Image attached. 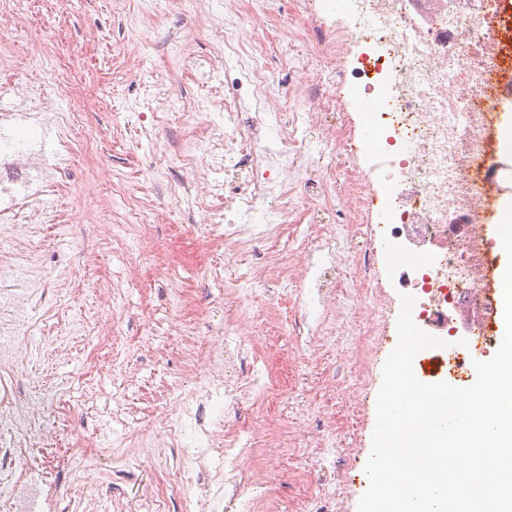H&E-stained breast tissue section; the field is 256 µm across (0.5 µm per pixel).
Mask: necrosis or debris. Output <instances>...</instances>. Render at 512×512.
<instances>
[{
	"instance_id": "4bbe7bcc",
	"label": "necrosis or debris",
	"mask_w": 512,
	"mask_h": 512,
	"mask_svg": "<svg viewBox=\"0 0 512 512\" xmlns=\"http://www.w3.org/2000/svg\"><path fill=\"white\" fill-rule=\"evenodd\" d=\"M263 28L291 39L305 31L315 35L318 58L348 85L372 128L369 169L358 163L344 112L330 105L329 86L294 48L288 66L299 79L292 102H281L263 65L269 42L256 36ZM361 45L371 54L345 68ZM190 66L204 81L216 70L225 74L224 124L205 127L196 141L216 175L208 192L224 198L225 259L256 251L265 283H285L301 272L325 305L353 283L368 310L383 298L371 248L383 237L403 260L398 282L416 299L415 324L446 342L420 353L430 376L473 375L474 359H488L502 342L495 327L503 283L482 234L501 187L496 109L512 93V21L499 0H300L294 19L269 15L254 0H225L223 62L198 56ZM55 71L50 59L40 60L23 83L10 66L0 67V225L9 230L24 202L40 223H54L42 186L58 144L87 153L98 147L95 138L78 139L82 115L75 105L50 97ZM246 92L260 100V111L238 112ZM376 205L389 213V224L363 222ZM343 209L355 224L343 247L345 261L310 262L314 241L307 237L289 249L291 215L329 225ZM268 306L252 289L225 287L224 349L211 355L224 369L209 371L195 400L163 426L184 469L194 471L212 455L210 437L194 433L198 402L212 403L211 424L224 430L226 484L210 490L209 512H254L249 491L257 485L269 500L278 496V465L288 444H263L274 433V413L264 408L275 393L268 360L256 346L250 371L239 372L236 364L247 337L267 335ZM25 315L22 296L0 291L1 364L19 353ZM41 392L37 385L21 393L0 389V497L12 512H52L37 459L17 440L41 428ZM226 398L245 407L241 424L224 423ZM261 452L269 465L260 476L251 459Z\"/></svg>"
}]
</instances>
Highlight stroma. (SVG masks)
Here are the masks:
<instances>
[{
  "mask_svg": "<svg viewBox=\"0 0 512 512\" xmlns=\"http://www.w3.org/2000/svg\"><path fill=\"white\" fill-rule=\"evenodd\" d=\"M221 12L218 0L189 11L177 0H33L17 19L35 38L19 44L15 74L55 56L58 90L79 105L99 150L76 156L51 178L57 223L29 225L6 253L10 261L24 257L33 274H47L48 290L30 303L32 321L45 329L34 354L20 353L17 372L0 368V377L21 388L47 380L46 407L71 403L65 417L72 440L95 438L134 462L128 473L92 457L70 465L51 447V433H33L51 491L69 512H142L151 492L170 495V512H181L180 455L158 430L197 390L199 371L224 336V283L203 266L219 239L193 221L207 202L202 186L210 174L201 165L167 168L163 161L184 150L205 120L208 105L186 62L217 51ZM188 181L197 187L180 196V223L130 225L128 198L162 210L171 187ZM270 293L311 338L307 346L290 334L274 339V359L288 380L277 413L301 443L326 433L336 438L326 465L289 460L280 512H297L305 489L308 512H357L400 306L380 308L385 333L376 353L364 355L359 308L330 312L314 302L304 309L285 288ZM98 334L115 345L92 347ZM353 411L361 416L355 436L346 421ZM89 474L98 486L85 493Z\"/></svg>",
  "mask_w": 512,
  "mask_h": 512,
  "instance_id": "1",
  "label": "stroma"
}]
</instances>
